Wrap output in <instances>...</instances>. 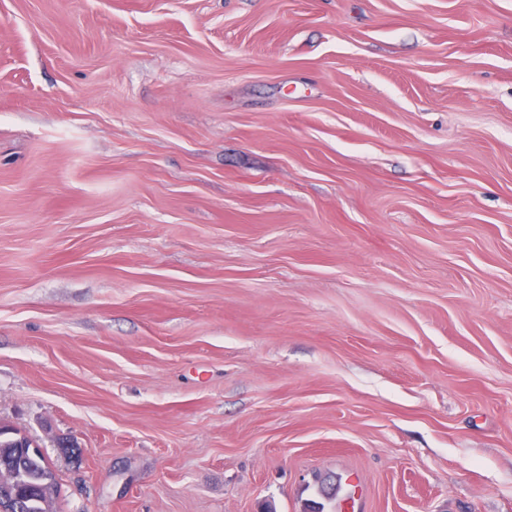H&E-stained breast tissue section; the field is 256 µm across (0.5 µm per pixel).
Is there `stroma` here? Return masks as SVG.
I'll list each match as a JSON object with an SVG mask.
<instances>
[{
  "mask_svg": "<svg viewBox=\"0 0 512 512\" xmlns=\"http://www.w3.org/2000/svg\"><path fill=\"white\" fill-rule=\"evenodd\" d=\"M0 420L57 512H512V0H0Z\"/></svg>",
  "mask_w": 512,
  "mask_h": 512,
  "instance_id": "obj_1",
  "label": "stroma"
}]
</instances>
